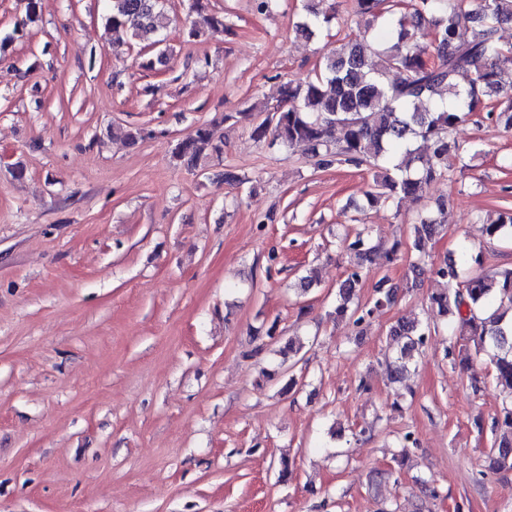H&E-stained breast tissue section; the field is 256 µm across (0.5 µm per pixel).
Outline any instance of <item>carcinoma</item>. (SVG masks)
<instances>
[{
	"mask_svg": "<svg viewBox=\"0 0 512 512\" xmlns=\"http://www.w3.org/2000/svg\"><path fill=\"white\" fill-rule=\"evenodd\" d=\"M106 23L149 47L163 44L164 12L168 0H107ZM303 14L295 33L312 38L324 34L335 43L313 73L300 81L281 84L280 103L269 116L255 121L248 108L224 113L229 127L250 125L252 138L278 147H304L314 165L337 162L387 171L366 197L370 205H389L404 198L418 199L432 185L448 177V156L455 149L449 132L476 114L512 129V93L502 76L512 71V45L499 32L512 24V0H354L356 30L339 25L332 0H302ZM189 10L207 13L212 31L232 33L222 12L210 10V0H189ZM398 75L391 80L389 76ZM342 137H336V131ZM224 153V140L212 124H201L171 148L173 161L197 168ZM439 217L426 215L412 225L413 246L421 250L442 230L448 200L436 199ZM490 239H512V214L483 226ZM350 266L336 285V320L361 326L378 311L393 305L397 290L379 281L371 306H349L366 262L382 254L385 262L397 257V246L379 252L368 232L343 238ZM475 261L472 248L461 259L437 266L412 265L411 287L425 275L445 284L428 297L437 315L458 316L452 333L473 343L484 355L504 394L492 418L489 469L512 472V267L493 273L463 276V266ZM436 331L427 322L399 321L389 331L395 350L391 375L400 379L414 357L423 353Z\"/></svg>",
	"mask_w": 512,
	"mask_h": 512,
	"instance_id": "obj_1",
	"label": "carcinoma"
}]
</instances>
